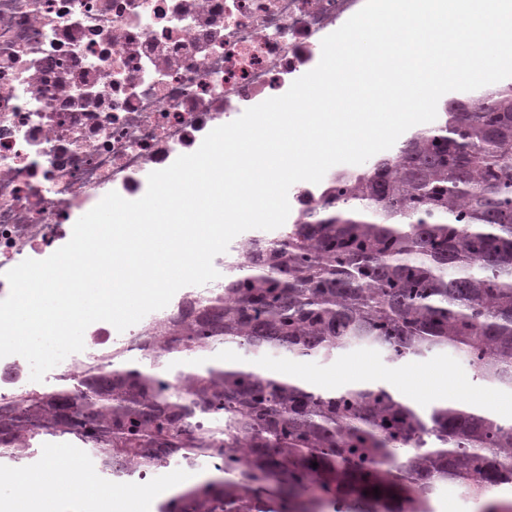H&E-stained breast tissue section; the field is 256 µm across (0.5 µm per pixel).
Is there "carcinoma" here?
<instances>
[{"label":"carcinoma","mask_w":512,"mask_h":512,"mask_svg":"<svg viewBox=\"0 0 512 512\" xmlns=\"http://www.w3.org/2000/svg\"><path fill=\"white\" fill-rule=\"evenodd\" d=\"M468 107L252 242L224 295L159 322L138 358L1 399L0 456L51 442L97 449L117 479L200 457L230 475L158 512H434L448 483L512 512V421L463 401L424 415L380 386L143 364L219 344L296 359L364 345L392 364L449 348L512 387V84Z\"/></svg>","instance_id":"obj_1"}]
</instances>
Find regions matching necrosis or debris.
<instances>
[{"label": "necrosis or debris", "instance_id": "4bbe7bcc", "mask_svg": "<svg viewBox=\"0 0 512 512\" xmlns=\"http://www.w3.org/2000/svg\"><path fill=\"white\" fill-rule=\"evenodd\" d=\"M365 0H0V299L8 270L72 236L75 213L109 192L135 200L150 172L196 151L214 128L284 94L321 58L322 39ZM353 169L292 185L288 223ZM249 246L184 298L223 292ZM168 309L124 332L91 324L83 351L45 376L78 377L138 349Z\"/></svg>", "mask_w": 512, "mask_h": 512}]
</instances>
